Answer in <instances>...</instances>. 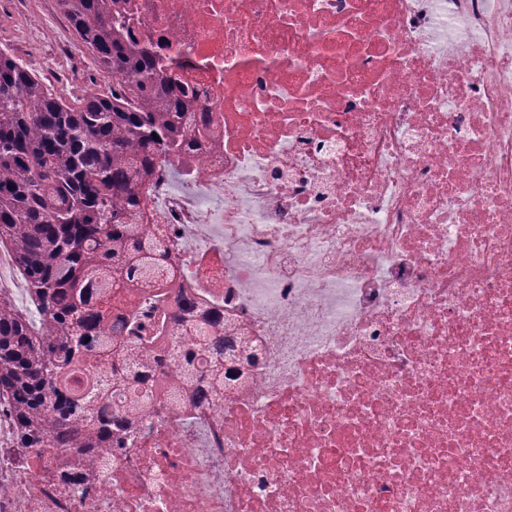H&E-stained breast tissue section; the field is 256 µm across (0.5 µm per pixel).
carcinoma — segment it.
Here are the masks:
<instances>
[{"label":"carcinoma","instance_id":"carcinoma-1","mask_svg":"<svg viewBox=\"0 0 512 512\" xmlns=\"http://www.w3.org/2000/svg\"><path fill=\"white\" fill-rule=\"evenodd\" d=\"M112 5H107V2ZM102 69L123 78L75 105L53 96L32 70L0 50V248L13 259L38 316L0 297V400L15 447L41 456L110 448L138 426L110 399L153 380L142 322L112 319L120 288L147 281L156 258L145 227L128 217L137 186L161 156L180 155L208 134L187 112L165 61L128 38L120 0H57ZM189 305L155 324L169 338ZM224 315L203 314L172 356L193 389L211 400L238 374L224 367ZM112 356V381L98 365Z\"/></svg>","mask_w":512,"mask_h":512}]
</instances>
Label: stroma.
Listing matches in <instances>:
<instances>
[{"mask_svg":"<svg viewBox=\"0 0 512 512\" xmlns=\"http://www.w3.org/2000/svg\"><path fill=\"white\" fill-rule=\"evenodd\" d=\"M66 18L56 0H0V50L28 65L54 96L78 102L87 93L109 91L98 81L99 64L76 32L59 39L56 25Z\"/></svg>","mask_w":512,"mask_h":512,"instance_id":"stroma-1","label":"stroma"}]
</instances>
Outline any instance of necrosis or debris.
Returning a JSON list of instances; mask_svg holds the SVG:
<instances>
[{
  "label": "necrosis or debris",
  "instance_id": "4bbe7bcc",
  "mask_svg": "<svg viewBox=\"0 0 512 512\" xmlns=\"http://www.w3.org/2000/svg\"><path fill=\"white\" fill-rule=\"evenodd\" d=\"M126 7L210 126L139 186L164 308L257 359L75 478L0 408V512H512V0Z\"/></svg>",
  "mask_w": 512,
  "mask_h": 512
}]
</instances>
